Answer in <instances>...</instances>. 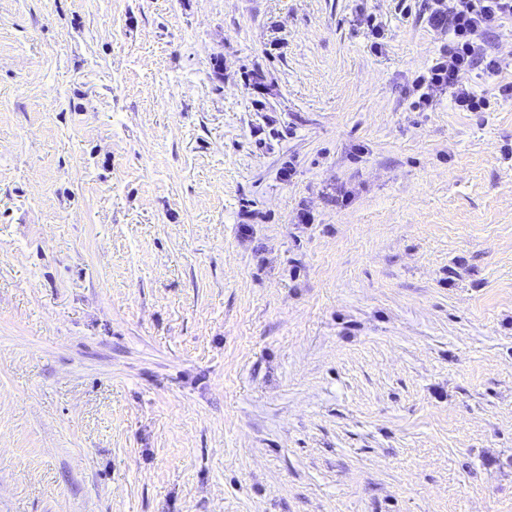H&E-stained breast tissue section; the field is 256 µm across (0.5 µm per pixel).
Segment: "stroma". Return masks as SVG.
Listing matches in <instances>:
<instances>
[{"label":"stroma","mask_w":512,"mask_h":512,"mask_svg":"<svg viewBox=\"0 0 512 512\" xmlns=\"http://www.w3.org/2000/svg\"><path fill=\"white\" fill-rule=\"evenodd\" d=\"M425 9L0 0V512H512V103L415 107Z\"/></svg>","instance_id":"stroma-1"}]
</instances>
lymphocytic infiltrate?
I'll list each match as a JSON object with an SVG mask.
<instances>
[{"mask_svg": "<svg viewBox=\"0 0 512 512\" xmlns=\"http://www.w3.org/2000/svg\"><path fill=\"white\" fill-rule=\"evenodd\" d=\"M429 10L428 21L444 40L414 85L420 104L434 107L442 93L462 112L483 111L493 101L511 103L512 81H501L499 75L512 67V60L492 52L486 35L502 18H512V0H431ZM477 67L494 79L492 96L469 87L467 78Z\"/></svg>", "mask_w": 512, "mask_h": 512, "instance_id": "f902f5d3", "label": "lymphocytic infiltrate"}]
</instances>
